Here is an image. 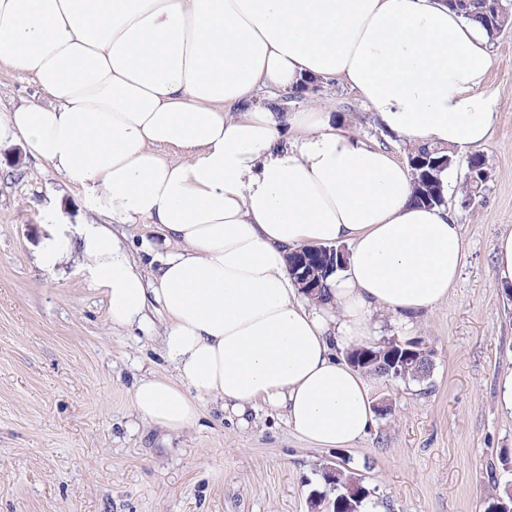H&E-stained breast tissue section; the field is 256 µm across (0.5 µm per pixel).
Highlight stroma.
<instances>
[{
	"label": "stroma",
	"instance_id": "35a3bbf8",
	"mask_svg": "<svg viewBox=\"0 0 512 512\" xmlns=\"http://www.w3.org/2000/svg\"><path fill=\"white\" fill-rule=\"evenodd\" d=\"M489 46L484 89L496 122L475 151L488 163L483 197L462 192L474 151H455L448 172L464 249L458 282L408 328L375 316L378 340L425 342L430 378L378 380L375 424L350 448L306 443L265 403L240 419L205 400L179 435L140 418L136 381L173 373L165 318L153 311L146 325L112 327L79 250L54 272L37 265L53 225L94 215L20 138L0 136V512H308L312 490L325 488L319 469L343 459L373 491L365 512H486L494 479L512 476V410L500 390L512 371V299L493 266L496 238L512 229V26ZM30 101L51 98L0 64V111ZM313 106L406 162L408 139L384 133L349 88L329 86L291 109ZM118 236L147 275L171 250L150 224Z\"/></svg>",
	"mask_w": 512,
	"mask_h": 512
}]
</instances>
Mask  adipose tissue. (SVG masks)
Masks as SVG:
<instances>
[{"mask_svg":"<svg viewBox=\"0 0 512 512\" xmlns=\"http://www.w3.org/2000/svg\"><path fill=\"white\" fill-rule=\"evenodd\" d=\"M0 62L53 99L0 113V134L107 218L75 233L111 325L167 317L175 375L141 378L134 411L179 434L202 399L263 402L315 446L361 441L373 380L337 353L371 343L380 311L404 327L447 300L460 226L413 202L388 150L257 92L338 79L388 132L470 149L495 117L482 28L443 0H0ZM137 224L175 246L151 281L113 231ZM342 242L345 271L307 305L289 251Z\"/></svg>","mask_w":512,"mask_h":512,"instance_id":"obj_1","label":"adipose tissue"}]
</instances>
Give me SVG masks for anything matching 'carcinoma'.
<instances>
[{
    "label": "carcinoma",
    "mask_w": 512,
    "mask_h": 512,
    "mask_svg": "<svg viewBox=\"0 0 512 512\" xmlns=\"http://www.w3.org/2000/svg\"><path fill=\"white\" fill-rule=\"evenodd\" d=\"M448 6L465 19L479 24L489 37L496 36L501 30L512 24V14L505 12L501 0H446ZM408 162L413 176V201L419 205H432L442 202L434 183V171L440 167L451 168L453 153L438 147L426 145L413 146L408 152ZM369 350L381 354L372 363L360 367V370L375 376L409 379L425 382L430 376L431 363L420 364L415 359L391 365L388 357L400 350L398 345L369 347ZM320 476L329 487V493L312 491L311 508H322L323 512H362L372 491L363 484L362 476L356 470L341 464L335 470L322 467ZM488 512H512V480H496L493 493L489 497Z\"/></svg>",
    "instance_id": "obj_1"
}]
</instances>
